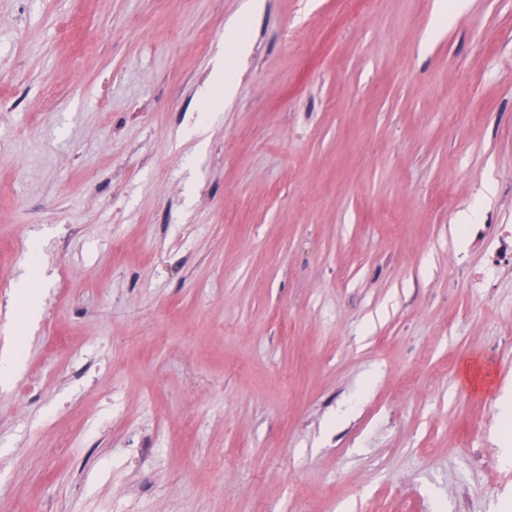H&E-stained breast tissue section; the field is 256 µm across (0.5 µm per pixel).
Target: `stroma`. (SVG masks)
I'll list each match as a JSON object with an SVG mask.
<instances>
[{
    "label": "stroma",
    "mask_w": 512,
    "mask_h": 512,
    "mask_svg": "<svg viewBox=\"0 0 512 512\" xmlns=\"http://www.w3.org/2000/svg\"><path fill=\"white\" fill-rule=\"evenodd\" d=\"M439 2L265 0L215 111L243 0H0V512H512V0ZM263 7V0H246L242 14L227 23L224 29L225 56H221L216 62L209 81L201 91L202 96L211 97L219 92L221 102L234 96L236 83L232 77L226 75V53L227 56L230 53H234L235 56H242L247 53L249 40L241 17L252 19L262 12Z\"/></svg>",
    "instance_id": "1"
}]
</instances>
